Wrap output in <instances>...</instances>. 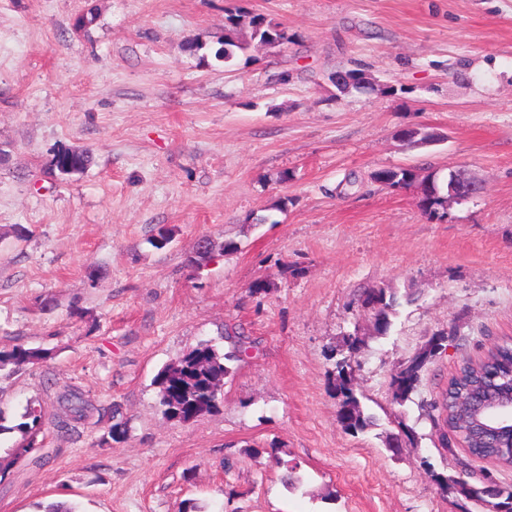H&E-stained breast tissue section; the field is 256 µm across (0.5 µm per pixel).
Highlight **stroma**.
<instances>
[{"mask_svg": "<svg viewBox=\"0 0 512 512\" xmlns=\"http://www.w3.org/2000/svg\"><path fill=\"white\" fill-rule=\"evenodd\" d=\"M242 5L294 41L227 64L225 0H0V347L52 351L0 376V446L55 387L129 420L118 436L105 421L47 430L49 464L0 479V512H482L432 472L512 487V469L441 448L419 407L512 336V0ZM340 69L388 90L336 97ZM412 125L441 142L404 145ZM65 148L88 168L60 174ZM396 167L462 168L484 191L430 219L415 191L371 181ZM367 288L414 297L387 335L357 303ZM452 329L419 400L392 405V374ZM224 331L247 343L223 403L165 420L155 375ZM353 332L355 390L379 419L358 434L334 390ZM403 424L414 438L395 457Z\"/></svg>", "mask_w": 512, "mask_h": 512, "instance_id": "obj_1", "label": "stroma"}]
</instances>
